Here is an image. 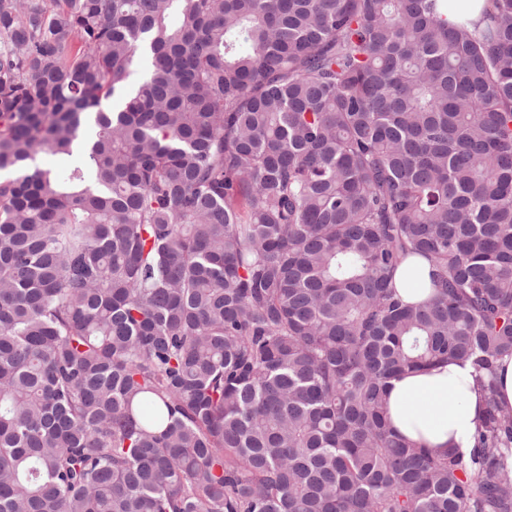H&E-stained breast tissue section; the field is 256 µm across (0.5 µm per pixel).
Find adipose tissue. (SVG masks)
I'll list each match as a JSON object with an SVG mask.
<instances>
[{
    "label": "adipose tissue",
    "mask_w": 512,
    "mask_h": 512,
    "mask_svg": "<svg viewBox=\"0 0 512 512\" xmlns=\"http://www.w3.org/2000/svg\"><path fill=\"white\" fill-rule=\"evenodd\" d=\"M484 413L470 363L447 362L388 382L385 415L391 429L430 454L469 452Z\"/></svg>",
    "instance_id": "1"
}]
</instances>
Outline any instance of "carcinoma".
Segmentation results:
<instances>
[{
	"instance_id": "carcinoma-1",
	"label": "carcinoma",
	"mask_w": 512,
	"mask_h": 512,
	"mask_svg": "<svg viewBox=\"0 0 512 512\" xmlns=\"http://www.w3.org/2000/svg\"><path fill=\"white\" fill-rule=\"evenodd\" d=\"M445 4L0 0V512H512V0ZM483 0H448V20L475 19L481 10ZM429 263L420 257L407 260L396 271L393 284L404 300L418 302L431 295V288H412L411 282L418 278L428 279ZM497 398L506 410H512V356L502 358L496 370ZM484 408L469 362L404 373L389 380L386 391L385 415L391 429L436 456L448 448L468 453Z\"/></svg>"
}]
</instances>
